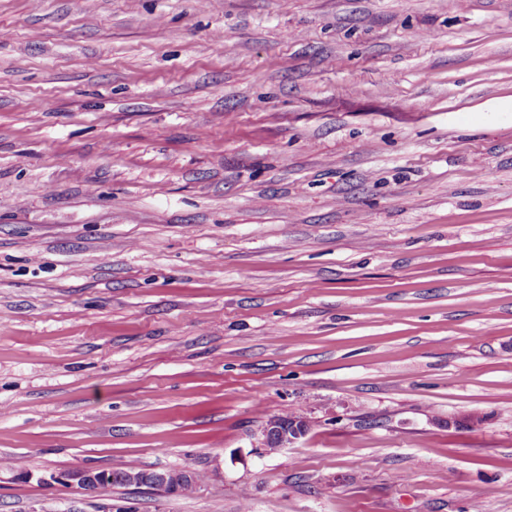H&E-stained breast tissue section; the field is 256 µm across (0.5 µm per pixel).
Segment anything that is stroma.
Instances as JSON below:
<instances>
[{
    "mask_svg": "<svg viewBox=\"0 0 512 512\" xmlns=\"http://www.w3.org/2000/svg\"><path fill=\"white\" fill-rule=\"evenodd\" d=\"M109 505L512 512V0H0V512ZM131 469H124L116 467L112 470H93L83 469L69 472L64 475L69 482H76L82 486L86 491H94L97 488L107 484V479L110 472L108 484L117 485H133L137 487H146L150 489H162L170 494L180 493V485L182 482L178 473H167L154 470H142L136 472H128ZM128 477V478H127ZM129 483V484H128Z\"/></svg>",
    "mask_w": 512,
    "mask_h": 512,
    "instance_id": "1",
    "label": "stroma"
}]
</instances>
